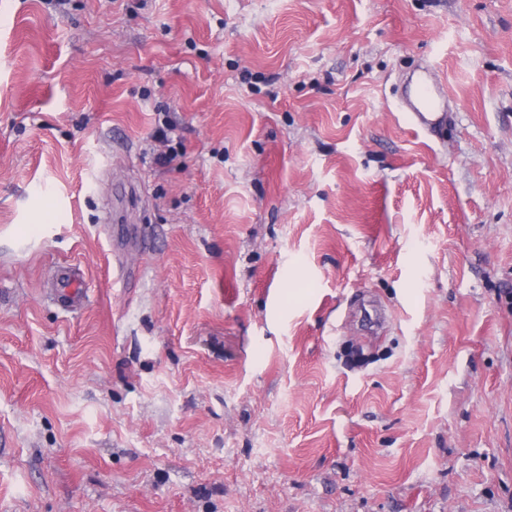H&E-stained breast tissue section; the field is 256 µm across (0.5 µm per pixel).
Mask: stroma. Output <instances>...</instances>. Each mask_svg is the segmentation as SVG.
I'll list each match as a JSON object with an SVG mask.
<instances>
[{"instance_id":"35a3bbf8","label":"stroma","mask_w":512,"mask_h":512,"mask_svg":"<svg viewBox=\"0 0 512 512\" xmlns=\"http://www.w3.org/2000/svg\"><path fill=\"white\" fill-rule=\"evenodd\" d=\"M0 512H512V0H0ZM447 98L443 85L433 70L423 68L421 74L411 80L410 92L403 102L410 123L417 130L434 133L447 127Z\"/></svg>"}]
</instances>
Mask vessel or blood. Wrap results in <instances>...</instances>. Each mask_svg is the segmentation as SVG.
<instances>
[{"label":"vessel or blood","mask_w":512,"mask_h":512,"mask_svg":"<svg viewBox=\"0 0 512 512\" xmlns=\"http://www.w3.org/2000/svg\"><path fill=\"white\" fill-rule=\"evenodd\" d=\"M447 98L443 85L431 68H423L411 81L410 92L403 102V110L417 130L433 133L448 124Z\"/></svg>","instance_id":"b4317fda"}]
</instances>
